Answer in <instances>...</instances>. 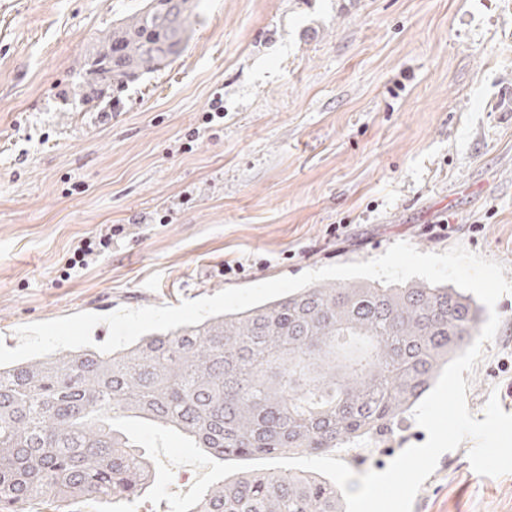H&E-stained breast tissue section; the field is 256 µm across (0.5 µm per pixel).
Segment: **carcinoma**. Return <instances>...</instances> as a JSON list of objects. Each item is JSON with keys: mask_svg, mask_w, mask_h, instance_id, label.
Returning a JSON list of instances; mask_svg holds the SVG:
<instances>
[{"mask_svg": "<svg viewBox=\"0 0 512 512\" xmlns=\"http://www.w3.org/2000/svg\"><path fill=\"white\" fill-rule=\"evenodd\" d=\"M200 0H145L75 69L103 100L170 66ZM485 307L450 284L314 283L244 311L0 366V512L35 500L134 503L151 465L92 416L134 414L192 438L212 458L369 446L424 399L479 334ZM192 512H345L315 472L238 473Z\"/></svg>", "mask_w": 512, "mask_h": 512, "instance_id": "1", "label": "carcinoma"}]
</instances>
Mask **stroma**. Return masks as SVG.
I'll return each mask as SVG.
<instances>
[{
	"label": "stroma",
	"instance_id": "35a3bbf8",
	"mask_svg": "<svg viewBox=\"0 0 512 512\" xmlns=\"http://www.w3.org/2000/svg\"><path fill=\"white\" fill-rule=\"evenodd\" d=\"M141 2L0 0L6 347L23 325L176 306L398 242L463 245L512 282V0H201L168 68L110 106L79 101L77 60ZM217 97L223 124L182 149ZM103 224L125 227L111 252L64 275ZM496 312L466 396L479 420L493 394L512 413V293ZM426 439L406 416L351 469ZM471 446L441 455L412 512H512V475L476 474Z\"/></svg>",
	"mask_w": 512,
	"mask_h": 512
}]
</instances>
